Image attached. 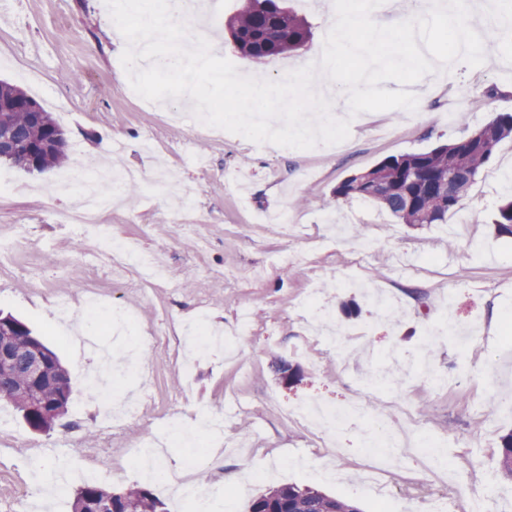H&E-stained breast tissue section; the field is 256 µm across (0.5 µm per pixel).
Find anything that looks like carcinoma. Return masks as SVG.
Wrapping results in <instances>:
<instances>
[{
	"label": "carcinoma",
	"instance_id": "obj_1",
	"mask_svg": "<svg viewBox=\"0 0 512 512\" xmlns=\"http://www.w3.org/2000/svg\"><path fill=\"white\" fill-rule=\"evenodd\" d=\"M237 50L255 61L282 57L300 50L310 38L307 23L284 6L283 0H243L225 24ZM29 96L0 80V137L11 134L20 149L0 147V162L29 173H45L69 162L63 130L44 109L28 108ZM512 136V113L500 112L467 137L427 151L384 158L372 168L353 174L333 190V200L359 197L379 204L403 224H445L448 214L461 210L462 200L480 167L499 143ZM500 236H512V199L504 201L494 219ZM0 336H8L19 350L14 370L0 374V401L10 402L26 424L38 432L52 429L48 420L60 418L70 399L68 372L60 358L31 329L12 314L0 316ZM47 352L44 377L32 379L25 366L28 347ZM496 481H512V430L501 436ZM108 500V512H168L150 490L137 487L114 491L84 482L75 488L72 512H93ZM250 512H361L350 500L313 488L282 485L254 499Z\"/></svg>",
	"mask_w": 512,
	"mask_h": 512
}]
</instances>
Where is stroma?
<instances>
[{"mask_svg":"<svg viewBox=\"0 0 512 512\" xmlns=\"http://www.w3.org/2000/svg\"><path fill=\"white\" fill-rule=\"evenodd\" d=\"M312 37L297 53L266 63H246L228 40L221 57L271 79L321 54L334 16L324 0H291ZM122 34L105 0H11L0 9V55L14 65L0 68V80L30 92L65 131L72 164L98 169L94 149L103 136L121 145L114 159L138 171L141 190L120 206L99 214L111 239L135 241L158 255L170 273L168 284H146L130 266L108 258L105 242L59 223L75 209L77 192H53L61 170L29 174L0 164V311L21 319L60 357L71 374L67 413L47 433L32 431L12 405L0 402L9 423L0 432V512H18L28 493L27 512H71L70 486L91 480L115 490L148 487L175 508L168 482L132 472L129 444L160 434L175 422L191 424L203 411L224 413V441L218 447L169 448L162 473H190L197 484L223 485L225 471L242 455L264 458L267 474L244 488L225 487L223 512H249L253 499L270 488L294 484L354 501L362 512H409L433 490L415 462L392 470L386 488L366 480V435L349 428L341 452L327 448L284 415L286 405L317 400L343 405L362 399L385 415L393 404L410 411L423 431L448 440V468L458 499L480 486L485 471L498 467L501 436L512 430V414L490 416L481 408L492 389L512 391V237L498 235L491 219L502 199L512 196L499 177L512 161V139H504L481 168L463 208L446 224L412 227L376 203L333 201L332 191L348 176L391 155L420 152L460 139L492 119L512 112V65L497 57L495 36L483 42L486 64H452L444 73L416 82L428 93L424 111H380L350 128L346 146L261 152L253 142L197 120L171 121L168 109L146 106L130 94L120 62ZM37 84L25 82L23 70ZM174 182L170 191L148 192L159 169ZM286 209L304 233L266 224L267 214ZM287 255V265L277 259ZM385 286L397 299L390 313L378 311L366 291ZM339 325L369 329L367 349L342 357L315 337L297 305L308 289ZM69 300L87 335L120 357L108 316L128 309L133 322L127 340L153 339L138 368H126L114 390L135 396L140 414L118 425L105 422L103 405L85 383L97 365L93 355L60 325L59 302ZM354 302L359 315L346 316ZM461 323L477 324L471 355L452 340L433 344L418 368L402 363L442 311ZM248 312L250 331L238 360L213 351L191 359L184 328L207 318L210 326H236ZM299 367L300 381L284 386L275 359ZM396 381L368 387L373 372ZM454 379L440 392L429 374ZM221 456L222 467L206 465ZM328 460L335 478L317 480L311 462Z\"/></svg>","mask_w":512,"mask_h":512,"instance_id":"obj_1","label":"stroma"}]
</instances>
